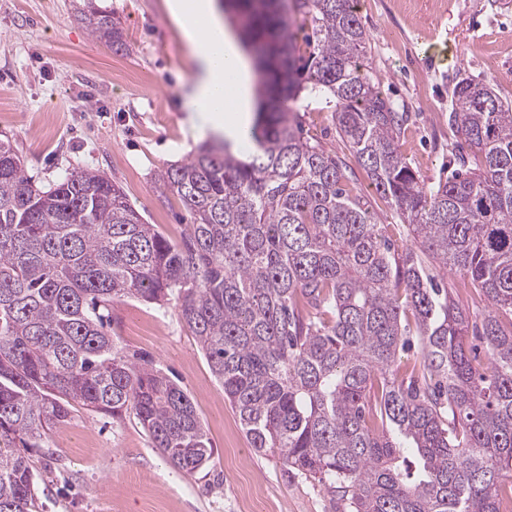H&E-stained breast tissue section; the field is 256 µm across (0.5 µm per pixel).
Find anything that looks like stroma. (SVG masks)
<instances>
[{"label": "stroma", "mask_w": 512, "mask_h": 512, "mask_svg": "<svg viewBox=\"0 0 512 512\" xmlns=\"http://www.w3.org/2000/svg\"><path fill=\"white\" fill-rule=\"evenodd\" d=\"M119 18L128 51L92 38L77 16L82 0H0V138L16 148L40 187L93 167L104 171L166 237L191 218L163 197L155 172L187 159L198 143L185 131L183 96L193 67L164 0H96ZM371 36L364 63L408 120L399 148L424 183L447 175L449 153H467L448 122L450 91L462 77L491 83L512 102V6L503 0H357ZM447 39V64L426 48ZM308 137L333 150L365 196L383 235L409 247L403 225L369 187L339 137L330 104L300 113ZM113 332L128 353L190 393L214 448L208 466L172 469L129 413L112 418L73 405L67 423L31 453L41 475L39 512H332L317 482L287 475L277 454L254 451L224 398L176 301L128 300L114 307Z\"/></svg>", "instance_id": "stroma-1"}]
</instances>
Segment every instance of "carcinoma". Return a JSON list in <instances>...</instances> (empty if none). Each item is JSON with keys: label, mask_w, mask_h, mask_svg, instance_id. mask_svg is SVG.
<instances>
[{"label": "carcinoma", "mask_w": 512, "mask_h": 512, "mask_svg": "<svg viewBox=\"0 0 512 512\" xmlns=\"http://www.w3.org/2000/svg\"><path fill=\"white\" fill-rule=\"evenodd\" d=\"M232 7L267 74L246 132L255 149L206 141L156 171L191 214L180 240L100 170L34 186L0 139V512H38L25 450L73 403L133 414L180 473L209 464L189 393L109 333L116 302L172 296L251 448L278 453L343 512H512V104L457 81L449 119L476 167L458 156L425 186L399 149L406 114L362 63L354 0ZM80 16L128 50L112 13L86 0ZM293 26L310 29L303 43ZM322 97L434 271L398 255L336 154L305 137L299 106ZM447 271L469 279L484 312L441 286ZM412 336L422 361L402 374Z\"/></svg>", "instance_id": "obj_1"}]
</instances>
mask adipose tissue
Here are the masks:
<instances>
[{
	"instance_id": "1",
	"label": "adipose tissue",
	"mask_w": 512,
	"mask_h": 512,
	"mask_svg": "<svg viewBox=\"0 0 512 512\" xmlns=\"http://www.w3.org/2000/svg\"><path fill=\"white\" fill-rule=\"evenodd\" d=\"M193 63L184 122L194 138L223 137L249 148L242 132L253 121L250 57L227 28L216 0H165Z\"/></svg>"
}]
</instances>
